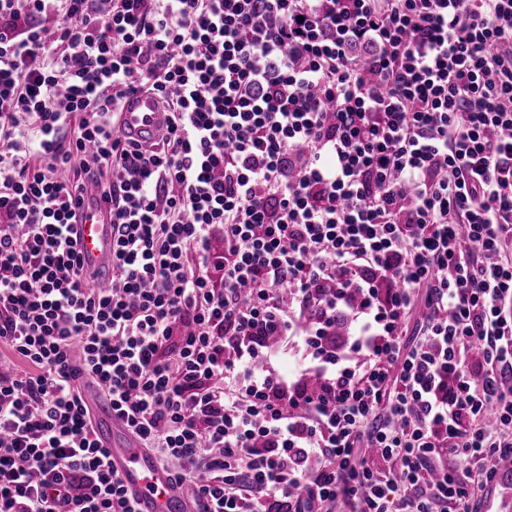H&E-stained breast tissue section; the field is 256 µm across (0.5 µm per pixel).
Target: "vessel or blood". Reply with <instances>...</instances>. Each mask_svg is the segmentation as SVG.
Instances as JSON below:
<instances>
[{
	"label": "vessel or blood",
	"mask_w": 512,
	"mask_h": 512,
	"mask_svg": "<svg viewBox=\"0 0 512 512\" xmlns=\"http://www.w3.org/2000/svg\"><path fill=\"white\" fill-rule=\"evenodd\" d=\"M120 126L126 137L141 145L161 143L168 127V109L162 99L151 92L129 96L120 115ZM78 249L87 272L107 284L101 266L112 257V215L106 208L86 205L76 226ZM86 401L99 415L96 435L109 448V464L134 492L139 512H190L187 491L172 486L169 474L154 458L139 448L131 436L112 416L105 391L91 388ZM512 505V465L498 469L496 481L481 503V512H507Z\"/></svg>",
	"instance_id": "b4317fda"
}]
</instances>
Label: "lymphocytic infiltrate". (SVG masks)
<instances>
[{"mask_svg":"<svg viewBox=\"0 0 512 512\" xmlns=\"http://www.w3.org/2000/svg\"><path fill=\"white\" fill-rule=\"evenodd\" d=\"M0 347V512H136L89 385L194 512H476L436 462L512 461V0H0ZM168 109L152 92L129 96L120 115V126L126 137L140 145L161 143L168 127ZM76 229L78 249L87 272L101 285L109 283V277L101 274V266L105 260L112 261V213L106 208L88 204Z\"/></svg>","mask_w":512,"mask_h":512,"instance_id":"f902f5d3","label":"lymphocytic infiltrate"}]
</instances>
